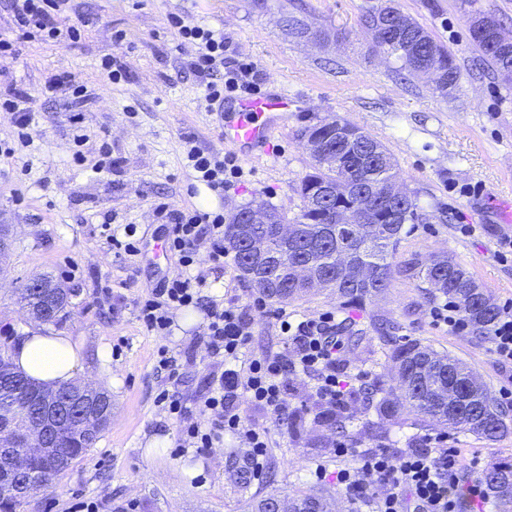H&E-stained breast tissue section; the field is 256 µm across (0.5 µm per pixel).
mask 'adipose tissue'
Listing matches in <instances>:
<instances>
[{
	"instance_id": "adipose-tissue-1",
	"label": "adipose tissue",
	"mask_w": 512,
	"mask_h": 512,
	"mask_svg": "<svg viewBox=\"0 0 512 512\" xmlns=\"http://www.w3.org/2000/svg\"><path fill=\"white\" fill-rule=\"evenodd\" d=\"M15 366L28 378L58 387L84 371L82 342L55 332L28 330L12 351Z\"/></svg>"
}]
</instances>
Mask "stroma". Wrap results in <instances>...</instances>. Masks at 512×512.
<instances>
[{"mask_svg": "<svg viewBox=\"0 0 512 512\" xmlns=\"http://www.w3.org/2000/svg\"><path fill=\"white\" fill-rule=\"evenodd\" d=\"M387 0H76L86 26L75 44L31 41L16 63L0 70V91L28 90L35 109L32 139L11 160L0 162V222L13 225L14 243L0 276V348L12 347L32 328L16 303V290L39 273L64 281L69 305L52 331L82 341L84 379L112 397V424L92 448L58 474L50 488L28 500L22 512H73L83 499L98 501L100 512H249L250 499L275 492L285 497L324 490L334 493L336 512L355 507L334 478L317 483V463L344 466L334 457V440L358 450L394 451L421 445L427 426L414 416L379 410V396L348 404L337 428L317 425L322 408L312 377L287 370L289 410L272 419L257 406L241 403L246 421L268 427L272 436L266 469L252 479L236 437L224 435L200 452L186 447L179 422L160 394L180 401L206 422L201 400L221 359L201 341L203 308L173 314L170 335L148 331L137 305L178 268L177 255L156 257L164 226L154 206L195 205L232 215L255 201L266 202L286 219L302 207L300 183L313 163L304 140L307 126L336 117L380 141L398 165V177L421 208L423 221L402 239L390 261L389 288L360 306L339 305L320 291L289 302L295 319L331 311L338 318L342 354L356 382L391 378L390 352L415 340L469 366L492 392L512 386V366L500 365L489 342L471 331L451 334L436 327L429 312L442 295L421 282L416 268L445 254L464 266L495 304L512 299V262L497 255L511 224L483 221L479 209L512 192V85L505 84L470 37L462 0H397L400 9L447 47L461 70L462 88L443 96L426 78L402 69L395 57L375 52L364 19ZM190 14L222 29L227 55L257 63L261 90H283L311 99L312 111L289 113L266 155L240 158L245 179L218 192L194 181L184 166L188 146L223 150L219 121L208 111L202 89L189 69L192 45H179L170 15ZM307 28L289 36L287 20ZM124 41H116L117 33ZM124 64L128 78L110 82L104 56ZM67 72L93 89L83 112L92 155L107 141L117 162L112 172H96L74 159L69 113L43 94L51 76ZM133 224L140 253L116 257L101 234L103 222ZM475 225L472 234L461 233ZM194 273L207 281L206 293L247 307L257 296L236 266L218 267L199 250ZM111 350L112 372L100 370L97 349ZM167 348L179 368L168 379L155 368L159 348ZM449 445L478 452L485 465L512 464V415L495 440L448 429ZM165 446L148 449L151 437Z\"/></svg>", "mask_w": 512, "mask_h": 512, "instance_id": "obj_1", "label": "stroma"}]
</instances>
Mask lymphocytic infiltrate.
<instances>
[{"mask_svg": "<svg viewBox=\"0 0 512 512\" xmlns=\"http://www.w3.org/2000/svg\"><path fill=\"white\" fill-rule=\"evenodd\" d=\"M72 2L6 0L12 33L0 35V67L16 61L17 43L22 39L68 45L78 42L82 30L72 21ZM168 21L181 43L196 48L190 68L200 81L207 104L223 102L228 95L258 92L259 70L253 61L238 60L225 65L223 30L177 15L169 16ZM44 93L51 98L61 97L64 107L73 113V124L81 123L77 110L90 96L85 84L64 72L45 81ZM0 110L12 116L17 145H28L34 120L30 94L21 88L9 90L7 98L0 100ZM17 145L0 140V159L13 158ZM186 160L196 180L215 190L234 186L243 174L236 158L220 152L206 153L192 147ZM160 214L170 221L166 245L168 250L178 253L182 270L153 290L151 298L140 308V317L148 329L162 333L170 327L174 310L191 304L203 306L207 316L203 342L211 355L224 362L221 373L209 374L201 400L203 409L212 414L207 426L190 421L188 409L179 401H170L169 410L183 422V431L194 447L209 448L223 435L236 436L245 448L249 470L253 476H261L272 443L270 431L246 423L239 403L245 399L273 416H281L288 408L283 372L291 366L314 375L318 402L329 409H344L357 376L341 355L336 316L325 313L315 319L297 321L283 308L267 312L259 298L245 311L203 295L205 279L187 274L186 269L194 264L197 249L203 245L208 248L211 262L223 264V211L199 207L182 211L164 204ZM255 314L272 315L284 340L282 351H252L251 317ZM423 442V447L394 453L387 449L360 451L345 441H337L335 455L349 458L350 463L333 473L336 484L353 504H368L370 512H479L488 499L479 476L480 456L449 447L444 434L425 436Z\"/></svg>", "mask_w": 512, "mask_h": 512, "instance_id": "obj_1", "label": "lymphocytic infiltrate"}]
</instances>
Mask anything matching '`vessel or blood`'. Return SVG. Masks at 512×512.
Instances as JSON below:
<instances>
[{
    "instance_id": "obj_1",
    "label": "vessel or blood",
    "mask_w": 512,
    "mask_h": 512,
    "mask_svg": "<svg viewBox=\"0 0 512 512\" xmlns=\"http://www.w3.org/2000/svg\"><path fill=\"white\" fill-rule=\"evenodd\" d=\"M305 108V101L283 92L231 97L220 114V136L225 144L236 148L242 156H255L265 151L289 113L301 112Z\"/></svg>"
}]
</instances>
